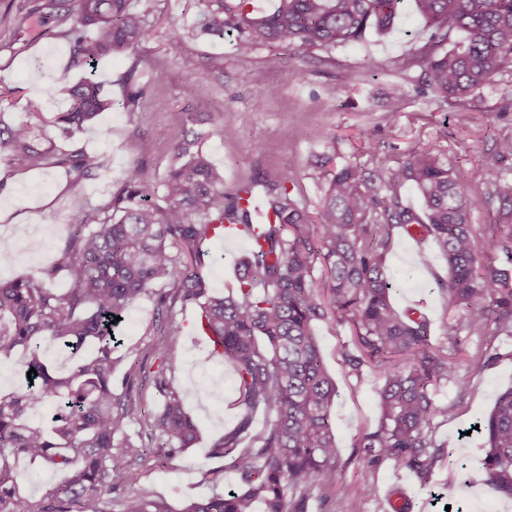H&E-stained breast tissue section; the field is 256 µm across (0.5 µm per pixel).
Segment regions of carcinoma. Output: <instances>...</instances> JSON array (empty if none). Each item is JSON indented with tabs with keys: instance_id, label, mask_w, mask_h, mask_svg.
Here are the masks:
<instances>
[{
	"instance_id": "obj_1",
	"label": "carcinoma",
	"mask_w": 512,
	"mask_h": 512,
	"mask_svg": "<svg viewBox=\"0 0 512 512\" xmlns=\"http://www.w3.org/2000/svg\"><path fill=\"white\" fill-rule=\"evenodd\" d=\"M403 0H277L270 13L255 16L251 0H195L192 26L172 31L168 54L179 57L200 34L219 39L238 32L241 57L260 46L331 49L357 41L369 27L388 29ZM415 14L436 44L456 30L462 40L428 56L426 87L439 100L460 105L486 87L493 73L512 63V0H413ZM151 8H129V0H32L20 6L28 33L51 22L69 44L72 67H93L117 53L137 54L153 32ZM69 106L47 112L27 101L28 120L0 128V156L10 164L62 168L75 181L103 166L96 154L65 150L38 138L39 127L71 138L112 107L110 96L88 78L67 87ZM147 87L129 91L124 109L140 110ZM216 134L200 112H185L172 159L159 179H147L138 162L124 170L118 189L103 205L70 218L56 263L35 274L0 281V361L27 353L22 374L37 375L0 394V512H112V492L128 487L122 512H169L135 488L131 465L150 448L172 454L190 447L198 429L168 372L181 335L173 310L194 307L196 322L215 355L230 363L243 413L213 446L238 475V488L216 491L183 504L179 512H307V492L316 482L336 480V430L330 408L336 383L328 374L313 332L316 321L350 326L351 343L340 357L351 372L368 367L383 380L374 431L356 443L362 464L392 459L421 482L429 481L445 444L435 440L436 391L456 378L457 366L430 341L429 320L391 302L386 267L395 233L432 241L448 265L437 279L457 311L446 326L455 339L494 325L512 338V267L479 260L480 242L471 225L474 203L464 186L431 149L411 153L395 168L345 163L326 177L316 213L294 198L288 175L244 182L231 191L211 162L205 142ZM512 136L502 138L484 159L494 172L489 197L496 202L491 226L508 232L490 241L512 263ZM412 185L423 210L408 206L401 189ZM261 187L264 218L252 206ZM243 227L250 252L238 261L236 288L210 291L203 274V245ZM321 277H316V269ZM64 275L71 287L51 283ZM156 295L161 317L147 330L164 337L158 363L129 369L161 396L144 415L128 390L113 388L112 324L139 297ZM52 340L75 360L66 376L44 359ZM56 404L51 426L35 420ZM269 414L252 434V414ZM484 440L486 483L512 499V388L497 395L491 413L477 421ZM135 433H130L131 427ZM40 462L65 473L44 497L21 492L9 459ZM294 497H289V494Z\"/></svg>"
}]
</instances>
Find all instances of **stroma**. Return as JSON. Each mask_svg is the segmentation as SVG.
<instances>
[{
	"mask_svg": "<svg viewBox=\"0 0 512 512\" xmlns=\"http://www.w3.org/2000/svg\"><path fill=\"white\" fill-rule=\"evenodd\" d=\"M21 3L0 0V81L16 89L0 99V123L26 120V103L34 97L46 111L65 110L63 87L89 76L110 85L112 108L71 139L57 141L64 148L102 156L106 166L97 177L77 182L51 167L0 164V240L8 244L0 250V279L50 266L67 236L70 215L106 201L131 160L141 162L147 178L161 175L180 133L181 114L188 109L206 113L217 129L206 148L223 171L225 185L290 173L297 199L312 212L323 196V156L335 155L340 164L393 168L409 153L433 148L444 155L475 201L472 224L482 258L494 257L487 197L495 176L483 169L482 159L496 151L500 138L512 135V67L496 72L489 85L462 105L421 93L425 56L432 45L411 0H404L389 31L370 28L359 41L309 55L286 51L274 69L266 65L269 48L238 57L231 32L220 40L189 41L181 56L169 57L165 35L171 27L192 23L191 0H129L131 10L152 8L158 21L156 38L145 44L142 61L117 55L100 60L91 71L68 68V45L52 25H45L35 38L21 33ZM144 84L149 93L141 112H125L122 102L128 88ZM265 86L275 93L264 98L262 109H255ZM396 87L405 95L394 105L390 93ZM208 248L213 261L205 276L211 291L221 293L234 285V265L245 249L225 246L219 239ZM424 252L429 256L425 262L406 238L395 236L387 256L391 296L401 311L423 303L432 343L444 346L458 366L456 379L437 395L448 414L436 419V439L454 453L440 457L426 485L395 462L377 466L372 472L377 494L363 501V512H387L394 496L407 502L409 512H496L501 505L512 510V499L487 487L480 438L470 432L473 423L490 413L498 392L512 386V338L488 329L449 340L445 322L455 311L436 284L447 272L446 262L434 245H426ZM155 315L153 296H143L128 307L115 331L121 361L113 379L127 383L146 412L154 411L160 399L139 376H127L126 371L130 363L154 359L157 341L146 328ZM313 332L336 382L331 415L338 466L335 484L311 486L308 512H346L363 474L354 444L377 424L382 381L367 368L352 374L341 362L339 351L351 340L349 325L318 321ZM209 353L206 338L185 333L172 361V381L197 424L198 441L170 456L151 454L135 466L139 488L166 502L171 512H179L187 499L238 485L236 474L225 471L223 460L211 453L213 443L233 429L242 414L235 376L229 363ZM477 357L483 368L474 373L468 364Z\"/></svg>",
	"mask_w": 512,
	"mask_h": 512,
	"instance_id": "1",
	"label": "stroma"
}]
</instances>
